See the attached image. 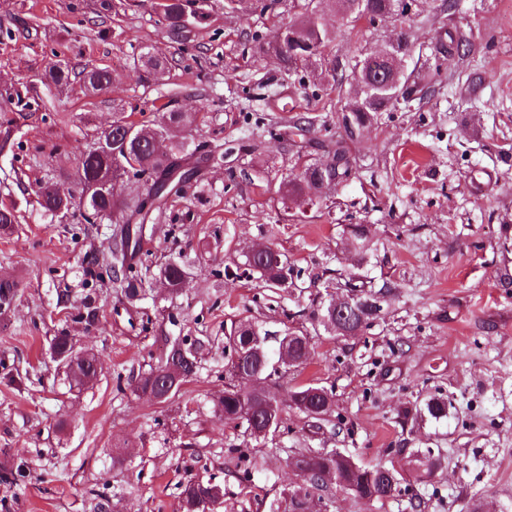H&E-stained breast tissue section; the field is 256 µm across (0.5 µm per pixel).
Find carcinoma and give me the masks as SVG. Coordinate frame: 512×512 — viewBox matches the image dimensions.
<instances>
[{
	"instance_id": "carcinoma-1",
	"label": "carcinoma",
	"mask_w": 512,
	"mask_h": 512,
	"mask_svg": "<svg viewBox=\"0 0 512 512\" xmlns=\"http://www.w3.org/2000/svg\"><path fill=\"white\" fill-rule=\"evenodd\" d=\"M399 0H365L369 11V20L384 21L397 14L396 3ZM159 8L166 21V28L172 35L185 30L183 16L186 11L185 0H160ZM314 9L302 21L288 23L279 35L275 51L290 65L299 62L321 61L327 56L333 41L329 25L320 21L311 26ZM85 86L100 90L110 82V73L102 67H94L80 72ZM391 75L387 63L375 65L361 64L358 78L365 85H376ZM391 100L385 96L372 99L367 95L355 93L341 108L338 116L341 132L325 151V161L306 167L296 178L289 181V193L298 196L316 195L323 183H342L354 174V164L347 150V143L355 140L360 128L370 122L371 114L381 111ZM196 116L188 112L163 108L158 111L150 124H139L124 115L116 116L109 128L101 131L99 140L103 141L96 154L81 153V164L77 170L78 181L85 193V210L80 213L88 224H97L112 218L124 223L121 234L112 240L109 258L115 261L113 283L129 299L145 297L150 292H166L174 295L179 292L182 278L192 272V265L182 258H173L160 268L157 275L150 279L142 277L138 265L133 263L141 250L140 234L142 227L132 226L133 219L140 215L144 205L141 201H127L117 194L116 184L129 177L142 178L151 182L155 199L161 200L168 195L167 175L172 169L181 170L183 181L193 175L190 168H182L181 162L188 161L193 154L187 152L184 143L176 142L170 149L160 153L153 148V142L168 137L175 128H187L193 125ZM70 197L53 186L40 190V206L44 211L54 214L69 209ZM350 245L359 253L369 250L364 229L359 224L351 226ZM284 254L272 247L270 254L246 259V271L259 275L270 288L279 287L282 277ZM351 289L352 305L343 323L354 328L362 320L377 319L384 311L386 296L390 285L384 284L376 292ZM18 283L12 279L0 280V313L7 312L16 297ZM304 333L300 330H285L279 339L277 353H272L268 345V333L254 323L242 322L226 337L225 344L238 355L243 363L245 374L224 384V392L214 403V411L224 417V421L241 426L245 430L259 428L265 422L270 404L260 397H251L248 390L251 381L273 380L277 376L275 364L283 360V355L297 356L307 361L310 346L301 345ZM202 343L198 340L176 338L170 342L165 357L142 371L134 380V390L141 394L159 388L161 378L172 365L183 369V377L175 385L170 396H175L181 386L189 380V374H197L200 364ZM74 337L61 334L52 339L50 351L58 357V363L64 367L70 384L81 388L94 383L98 378V358L94 354L73 357ZM290 408L309 418L320 427L330 422L333 412V392L317 384L300 385L293 390ZM291 464L307 473L305 484L291 493L285 494L282 502L271 506V512H280L282 505L303 499L308 512H322L326 505L319 491L322 490V475L333 471L337 474L343 490L355 497L374 501L393 496L399 485L392 484L390 478L381 471V466L368 467L346 455L336 457V450H315L305 448L291 458ZM218 496H224V487L210 480L190 479L181 484L177 512H201V505Z\"/></svg>"
}]
</instances>
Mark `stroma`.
<instances>
[{
	"mask_svg": "<svg viewBox=\"0 0 512 512\" xmlns=\"http://www.w3.org/2000/svg\"><path fill=\"white\" fill-rule=\"evenodd\" d=\"M158 2L0 0V207L16 215L0 233V276L19 283L0 317V471L17 475L0 482V512H92L97 494L114 512H176L179 484L195 477L223 486L215 512H269L302 483L288 458L308 447L406 476L372 502L324 482L330 512H411L413 499L421 512H512V0H409L407 13L354 27L321 0L336 31L331 85L312 65L287 74L273 49L305 0H206L205 20L178 38ZM402 35L407 98L351 144L354 175L313 206L286 197L285 181L323 160L354 64ZM144 50L165 67L147 73ZM60 61L107 68L111 83L57 87L49 70ZM22 91L37 108L17 107ZM164 105L197 115L175 140L224 157L168 199L137 259L152 274L168 258H200L192 279L176 296L131 302L99 273L110 226L45 213L39 191L80 198L81 151L116 113L148 122ZM353 224L367 254L348 244ZM260 244L287 255L288 287L242 275ZM353 278L394 284L381 318L354 336L314 329L312 310L346 297ZM89 294L91 324L80 318ZM246 320L307 331L310 359L271 394L284 403L299 385L331 389L323 429L289 409L278 433L256 438L214 412L224 334ZM63 333L99 357L93 385L71 387L51 360ZM179 336L206 344L197 375L163 403L134 391ZM436 399L447 418L417 421ZM230 448L255 462L251 483Z\"/></svg>",
	"mask_w": 512,
	"mask_h": 512,
	"instance_id": "stroma-1",
	"label": "stroma"
}]
</instances>
